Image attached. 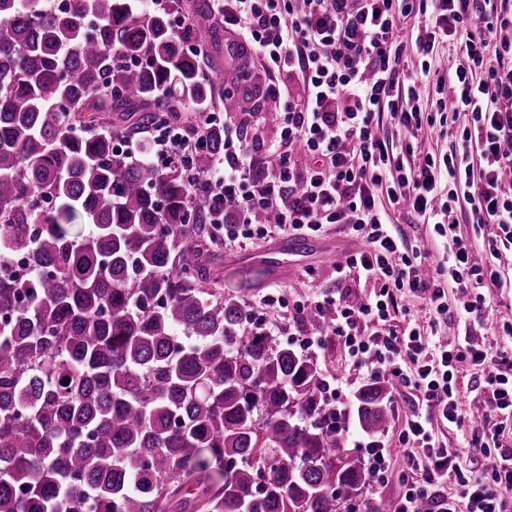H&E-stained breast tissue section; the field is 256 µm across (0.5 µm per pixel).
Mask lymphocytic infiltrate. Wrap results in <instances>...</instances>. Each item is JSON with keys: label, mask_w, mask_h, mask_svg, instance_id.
<instances>
[{"label": "lymphocytic infiltrate", "mask_w": 512, "mask_h": 512, "mask_svg": "<svg viewBox=\"0 0 512 512\" xmlns=\"http://www.w3.org/2000/svg\"><path fill=\"white\" fill-rule=\"evenodd\" d=\"M221 9L239 55L258 57L265 73H286L303 84L296 95L272 83L258 89L278 106L279 134L266 147L276 173L255 177L252 147L230 119L224 155L203 175L186 164L200 132L150 131L158 166L182 170L194 199L233 216V223L213 228L225 244L274 235L316 238L334 224L361 240V249L333 267L339 291L294 306L271 292L247 306L248 321L272 335L285 322L334 311L333 331L350 365L391 383L399 400H411V419L399 436L407 471L397 512H512L506 497L512 432L494 429L480 470L469 471L432 428L436 420L464 426L457 377L466 364L483 371L487 418H512V321L490 325L501 341L496 348L441 344L424 323L447 315L450 287L466 314L483 317V284L501 282L499 264L476 263L471 243L457 231L460 223L494 227L490 254L512 245V190L505 187L512 174V38L501 35L512 29V0H224ZM410 19L417 34L406 42L401 31ZM440 41L458 43L461 63L450 71L425 63L422 73L436 88L453 91L450 101H439V111L466 115L468 122L450 153L406 164L380 138V116L391 114L404 141L422 128L426 113L416 78L401 76L391 58L409 52L426 59ZM380 189L389 209L377 202ZM262 210L278 211L277 223H255ZM394 210L433 225L448 240L447 258L435 261L409 246L391 219ZM356 277L372 289L353 300L341 286ZM405 295L419 310L401 307ZM396 311L405 317V330L392 325ZM447 482L454 492L437 494Z\"/></svg>", "instance_id": "obj_1"}]
</instances>
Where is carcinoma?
I'll list each match as a JSON object with an SVG mask.
<instances>
[{
  "label": "carcinoma",
  "instance_id": "carcinoma-1",
  "mask_svg": "<svg viewBox=\"0 0 512 512\" xmlns=\"http://www.w3.org/2000/svg\"><path fill=\"white\" fill-rule=\"evenodd\" d=\"M202 32L210 0H0V257L33 261L0 273V512H394L344 438L386 430L390 386L336 411L217 288L180 170L117 148L214 110ZM223 154L209 124L188 164Z\"/></svg>",
  "mask_w": 512,
  "mask_h": 512
}]
</instances>
